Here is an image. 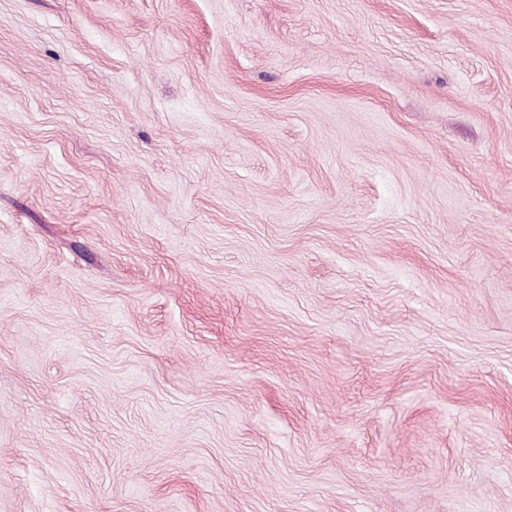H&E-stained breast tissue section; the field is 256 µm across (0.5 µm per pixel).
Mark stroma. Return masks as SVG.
<instances>
[{
	"instance_id": "obj_1",
	"label": "stroma",
	"mask_w": 512,
	"mask_h": 512,
	"mask_svg": "<svg viewBox=\"0 0 512 512\" xmlns=\"http://www.w3.org/2000/svg\"><path fill=\"white\" fill-rule=\"evenodd\" d=\"M0 512H512V0H0Z\"/></svg>"
}]
</instances>
